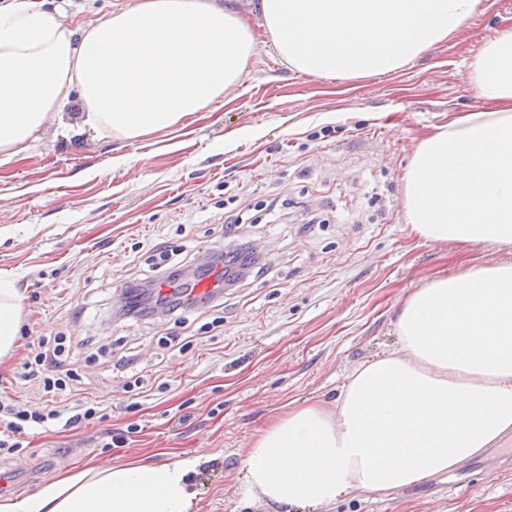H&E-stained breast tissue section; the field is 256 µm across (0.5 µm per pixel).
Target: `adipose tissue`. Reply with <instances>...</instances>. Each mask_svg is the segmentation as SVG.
I'll return each mask as SVG.
<instances>
[{"label":"adipose tissue","instance_id":"adipose-tissue-1","mask_svg":"<svg viewBox=\"0 0 512 512\" xmlns=\"http://www.w3.org/2000/svg\"><path fill=\"white\" fill-rule=\"evenodd\" d=\"M478 0H260L280 58L316 76L395 71L459 29ZM256 45L219 0H136L89 22L65 0H0V165L47 131L134 140L168 130L241 84ZM487 104L424 139L403 207L426 241L489 244L503 260L440 277L403 302L400 352L351 374L335 407L284 405L241 462L244 496L290 512L351 489L387 495L446 473L512 432V29L470 63ZM79 100L78 116L68 106ZM22 301L0 278V357ZM198 465L176 457L58 474L0 512H191Z\"/></svg>","mask_w":512,"mask_h":512}]
</instances>
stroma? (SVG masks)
Returning <instances> with one entry per match:
<instances>
[{
	"label": "stroma",
	"instance_id": "obj_1",
	"mask_svg": "<svg viewBox=\"0 0 512 512\" xmlns=\"http://www.w3.org/2000/svg\"><path fill=\"white\" fill-rule=\"evenodd\" d=\"M234 5L257 50L242 84L173 129L135 141L49 134L0 167V276L24 298L22 333L100 337L98 352L79 355L70 397L107 407L70 431L28 432L21 458L0 457L1 472L31 464L18 476L25 494L88 461L109 468L176 454L199 461L193 512H271L240 489L256 431L290 401L335 405L354 369L398 350L397 314L414 290L503 257L412 235L402 176L422 140L484 108L468 64L512 27V9L480 0L447 40L397 71L323 78L282 61L256 0ZM271 199L275 211L253 221L247 204ZM232 208L262 272L222 289L216 307L118 320L113 295L149 274L155 245L194 265L224 246ZM172 336L189 346H166ZM26 354L21 345L0 361V398L37 408L43 388L24 378ZM122 358L138 385L115 370ZM124 432V447H106ZM511 458L512 434L450 474L387 496L354 489L294 512H512Z\"/></svg>",
	"mask_w": 512,
	"mask_h": 512
}]
</instances>
